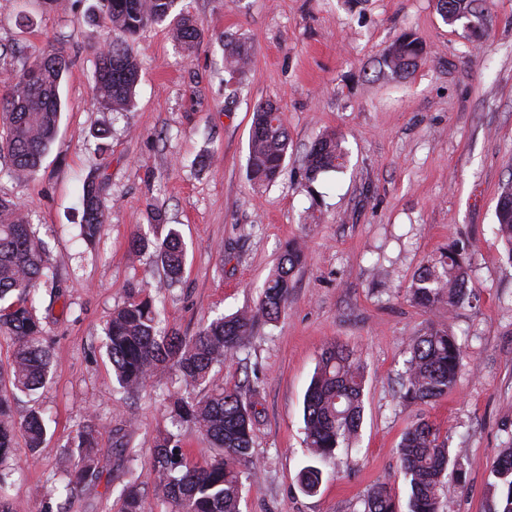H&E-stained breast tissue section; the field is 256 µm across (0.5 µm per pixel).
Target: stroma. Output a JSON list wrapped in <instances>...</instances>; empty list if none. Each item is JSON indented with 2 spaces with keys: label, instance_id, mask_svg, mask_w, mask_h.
Returning a JSON list of instances; mask_svg holds the SVG:
<instances>
[{
  "label": "stroma",
  "instance_id": "35a3bbf8",
  "mask_svg": "<svg viewBox=\"0 0 512 512\" xmlns=\"http://www.w3.org/2000/svg\"><path fill=\"white\" fill-rule=\"evenodd\" d=\"M97 5L0 0V98L12 71L47 45L71 61L59 131L37 175L16 180L0 159V196L21 202L55 273L53 286L33 298L52 352L50 376L13 404L19 419L34 407L43 412L46 440L0 466V499L19 512H119V492L136 473L146 512H161L156 442L179 435L191 458L204 447L168 413V398L186 392L177 371L135 396L118 386L106 322L143 286L156 292L164 330L195 335L208 319L253 308L295 240L306 261L285 311L211 380L252 394L256 476L243 482L242 512H364L377 486L407 512L398 446L421 417L447 436L465 471L463 482L443 485L442 500L453 512H497L494 463L512 446V264L495 215L512 183V0H478L484 20L475 30L445 24L436 0H182L199 22L200 43L188 54L165 25L145 28L128 112L94 96L93 61L106 38ZM407 32L425 45L424 58L410 77L379 75V59ZM228 36L256 50L235 77L224 68ZM267 100L280 106L292 148L284 175L257 188L246 177L248 139L253 110ZM103 127L110 148L102 155ZM325 130L343 136L348 162L309 185L302 159ZM88 180L103 185L107 214L91 246L79 229ZM169 224L187 245V263L166 288L160 263L136 254L131 241L155 240ZM454 243L465 251L476 297L451 312L425 310L409 295L412 276ZM433 324L463 347L457 386L438 401L404 405L409 341ZM334 343L366 368L363 422L308 494L297 481L307 462L303 398ZM88 423L101 448L98 479L69 499L52 494L60 457ZM124 428L130 466L116 446Z\"/></svg>",
  "mask_w": 512,
  "mask_h": 512
}]
</instances>
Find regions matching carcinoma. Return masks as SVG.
<instances>
[{
    "mask_svg": "<svg viewBox=\"0 0 512 512\" xmlns=\"http://www.w3.org/2000/svg\"><path fill=\"white\" fill-rule=\"evenodd\" d=\"M103 9L109 37L97 52L93 82L98 100L114 112H126L139 81L134 43L152 24L164 23L172 40L189 53L199 38L196 21L179 7L180 0H109ZM474 0H437L443 20L448 14L473 13ZM424 53L422 42L405 33L388 49L380 68L408 75ZM254 55V47L241 40L224 43V67L241 73ZM70 62L57 48L47 50L32 64L22 63L11 74V92L0 101V155L9 161L16 178L34 175L53 144L62 112L61 83ZM291 140L279 106L259 103L253 112L248 145L247 177L257 187L277 181L286 167ZM345 148L335 134H322L302 160L306 182L344 166ZM497 234L512 260V184L504 188L497 206ZM106 223L100 186L91 180L82 197V237L94 241ZM138 251L149 247L161 263L165 284L183 275L186 253L180 232L168 229L154 242L137 237ZM301 247L285 246L268 277L254 309L216 318L194 336L177 332L162 336L160 311L145 290L112 312L106 326V351L116 381L135 393L167 369L177 370L192 386L209 380L215 366L244 347L259 324L275 321L288 305L294 271L303 264ZM51 266L44 242L36 237L20 203L0 197V332L13 337L15 350L9 365L11 395L0 394V464L14 456L19 440L37 451L44 441L45 418L33 408L20 421L13 417L12 400L30 396L45 382L52 354L43 343L40 319L30 303L31 293L49 279ZM410 293L424 309L446 304L453 310L470 298L467 266L461 253L443 249L419 266ZM410 358L400 383L401 399L409 405L436 401L454 389L462 348L448 329L430 326L409 343ZM364 367L353 354L334 344L323 350L304 397L303 420L311 464L299 475L303 491H318L323 471L319 464L334 455L358 432L363 413ZM167 408L177 424L196 428L206 447L200 462L177 453L179 439L169 434L155 446V495L164 512H241L242 476L251 471L254 413L241 387H224L203 395L176 396ZM99 452L93 430L84 426L77 441L61 460L63 491L72 495L98 478ZM401 468L410 488L408 512H443L440 490L445 479H464L459 458L452 455L439 428L420 418L403 433L399 444ZM494 472L502 483L501 512H512V448L498 460ZM121 512H146L144 495L132 479L120 492ZM365 512H397L394 499L383 487L369 492Z\"/></svg>",
    "mask_w": 512,
    "mask_h": 512,
    "instance_id": "carcinoma-1",
    "label": "carcinoma"
}]
</instances>
